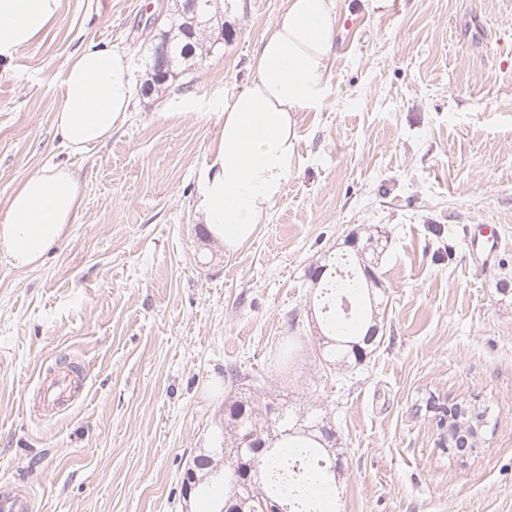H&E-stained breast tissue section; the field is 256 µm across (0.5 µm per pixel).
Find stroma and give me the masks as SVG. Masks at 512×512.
Instances as JSON below:
<instances>
[{
  "instance_id": "stroma-1",
  "label": "stroma",
  "mask_w": 512,
  "mask_h": 512,
  "mask_svg": "<svg viewBox=\"0 0 512 512\" xmlns=\"http://www.w3.org/2000/svg\"><path fill=\"white\" fill-rule=\"evenodd\" d=\"M283 3L224 0L223 48L70 158L83 201L66 241L31 270L0 256V495L29 491L34 512H198L182 475L220 445L233 365L265 376L264 397L329 413L333 512H512V0H336L326 104L297 113L284 191L228 252L195 209L196 171ZM172 6L61 0L0 70V201L60 158L68 57L113 45L142 83L151 21ZM477 224L501 235L493 265L466 252ZM377 229L382 340L346 369L316 353L308 272ZM284 337L293 358L269 371ZM63 358L86 389L55 413L40 382ZM431 396L489 406L474 451L438 447Z\"/></svg>"
}]
</instances>
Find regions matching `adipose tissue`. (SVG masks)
<instances>
[{"label":"adipose tissue","mask_w":512,"mask_h":512,"mask_svg":"<svg viewBox=\"0 0 512 512\" xmlns=\"http://www.w3.org/2000/svg\"><path fill=\"white\" fill-rule=\"evenodd\" d=\"M61 0H0V62H11L57 21ZM339 32L335 0H285L255 57L256 78L220 115L197 172L196 209L210 234L233 251L250 240L284 190L297 143L295 115L321 109ZM135 96L130 59L111 46L71 55L53 114L58 146L82 155L106 143ZM82 203L76 174L58 162L17 183L0 205V254L37 267L67 233Z\"/></svg>","instance_id":"obj_1"}]
</instances>
